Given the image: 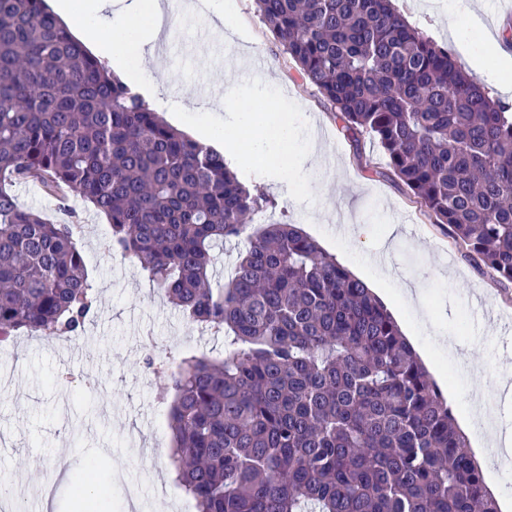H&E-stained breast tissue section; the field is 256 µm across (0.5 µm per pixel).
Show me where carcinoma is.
<instances>
[{"label":"carcinoma","mask_w":512,"mask_h":512,"mask_svg":"<svg viewBox=\"0 0 512 512\" xmlns=\"http://www.w3.org/2000/svg\"><path fill=\"white\" fill-rule=\"evenodd\" d=\"M301 78L502 285L512 284V108L391 0H255ZM77 195L219 362L153 357L173 392L170 464L197 512H498L448 400L386 305L298 226L260 227L230 279L214 250L275 200L174 129L44 0H0V342L76 336L96 296L74 242L13 184Z\"/></svg>","instance_id":"carcinoma-1"}]
</instances>
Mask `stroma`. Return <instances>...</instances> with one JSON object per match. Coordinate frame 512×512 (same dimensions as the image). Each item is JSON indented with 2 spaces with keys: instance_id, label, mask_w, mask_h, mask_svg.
Instances as JSON below:
<instances>
[{
  "instance_id": "35a3bbf8",
  "label": "stroma",
  "mask_w": 512,
  "mask_h": 512,
  "mask_svg": "<svg viewBox=\"0 0 512 512\" xmlns=\"http://www.w3.org/2000/svg\"><path fill=\"white\" fill-rule=\"evenodd\" d=\"M227 2L231 43L222 53L240 67L215 70L210 84H240L239 103L248 111L254 104L249 86L275 81L278 103L305 115L323 150L320 166L262 184V192L276 199L284 221L298 225L337 262L379 288L399 323L412 324V345L431 354L440 369L435 380L457 416L469 401L455 395L466 373L453 356L437 353L432 329H444L462 348L479 340L483 381L472 398L484 403L487 418L512 430V400L501 393L502 384L512 385V287L503 288L480 272L388 177L387 158L376 138L343 129L334 109L300 79L275 44L254 0ZM460 2L432 0L424 7L418 0H394L411 25L447 46L491 96L501 97L496 79L503 66L494 58L473 62L448 26L456 24L477 40L505 39L512 52V14L492 11L489 0H469L471 11L465 14ZM217 44L206 15L182 14L156 44L161 91L206 93L208 84L197 80L187 49ZM13 192L22 207L77 224L75 243L97 307L79 336L55 339L22 332L0 346V484L16 489L13 502L0 503V512H42L46 490L62 512H85V503L63 475L85 476L100 448L107 451L102 466L122 476L113 483V494L123 495L124 483L139 484L138 512H195L169 465L170 403L159 398L167 381L150 373L145 360L152 353L174 362L185 353L219 360L225 356L223 334L188 322L134 261L110 254L111 227L104 215L74 198L68 210H60L53 197L31 182L15 184ZM352 224L364 226L375 253L384 242L385 227L398 225L400 238L390 255L394 275L386 284H379L377 268L363 265V252H337ZM414 285L427 294L434 325L415 322L406 298L407 288Z\"/></svg>"
}]
</instances>
